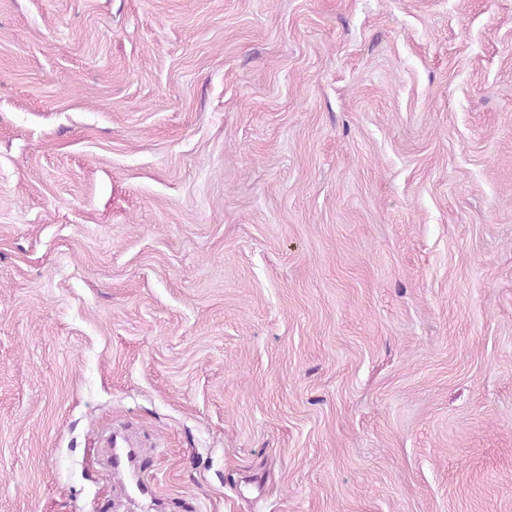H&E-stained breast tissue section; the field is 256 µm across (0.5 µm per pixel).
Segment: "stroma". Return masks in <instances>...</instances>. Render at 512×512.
<instances>
[{"label":"stroma","instance_id":"1","mask_svg":"<svg viewBox=\"0 0 512 512\" xmlns=\"http://www.w3.org/2000/svg\"><path fill=\"white\" fill-rule=\"evenodd\" d=\"M0 512H512V0H0Z\"/></svg>","mask_w":512,"mask_h":512}]
</instances>
